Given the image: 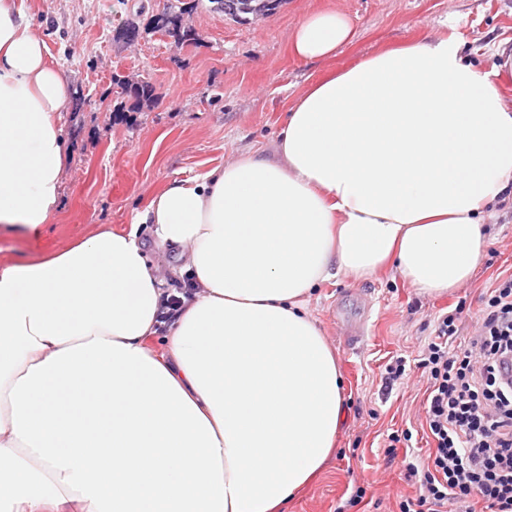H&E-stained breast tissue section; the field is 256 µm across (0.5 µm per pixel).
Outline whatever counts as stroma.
Here are the masks:
<instances>
[{"mask_svg":"<svg viewBox=\"0 0 512 512\" xmlns=\"http://www.w3.org/2000/svg\"><path fill=\"white\" fill-rule=\"evenodd\" d=\"M25 6L72 88L65 118L70 151L59 211L40 236L0 238L4 258L63 250L103 225L124 228L173 179L202 174L248 148L271 155L298 93L330 68L423 37L446 22L487 70L489 45L512 38V0H283L273 15L249 22L199 0L180 16L182 29L193 34L183 44L155 23L170 0H25ZM318 8L348 13L355 40L332 61L304 62L291 54L288 38ZM128 23L136 27L135 39L114 41L113 30ZM118 75L149 81L156 99L132 108L114 82ZM489 233L471 279L445 297L419 295L390 272L320 286L310 311L338 354L346 419L336 454L288 512H337L343 505L348 512H398L401 497L416 495L405 466L433 449L417 420L427 387L417 355L438 317L455 307H462V325L472 332L486 289L512 273V205L498 206ZM346 321L364 325L357 345L336 329ZM398 358L408 375L386 388V367ZM405 430L411 440L388 452L389 435ZM359 487L365 496L348 506Z\"/></svg>","mask_w":512,"mask_h":512,"instance_id":"stroma-1","label":"stroma"}]
</instances>
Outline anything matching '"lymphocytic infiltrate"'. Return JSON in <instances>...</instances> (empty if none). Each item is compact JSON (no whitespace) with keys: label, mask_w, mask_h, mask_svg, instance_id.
<instances>
[{"label":"lymphocytic infiltrate","mask_w":512,"mask_h":512,"mask_svg":"<svg viewBox=\"0 0 512 512\" xmlns=\"http://www.w3.org/2000/svg\"><path fill=\"white\" fill-rule=\"evenodd\" d=\"M459 312L443 314L419 366L428 375L424 402L434 448L422 464H407L416 496L399 512H512V274L488 289L479 326L457 344Z\"/></svg>","instance_id":"f902f5d3"}]
</instances>
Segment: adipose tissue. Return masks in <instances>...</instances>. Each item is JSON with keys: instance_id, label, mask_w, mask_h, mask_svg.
Instances as JSON below:
<instances>
[{"instance_id": "adipose-tissue-1", "label": "adipose tissue", "mask_w": 512, "mask_h": 512, "mask_svg": "<svg viewBox=\"0 0 512 512\" xmlns=\"http://www.w3.org/2000/svg\"><path fill=\"white\" fill-rule=\"evenodd\" d=\"M354 38L320 9L290 50L326 61ZM463 45L443 29L330 70L274 159L241 152L168 182L128 228L0 261V512H286L345 412L315 289L391 270L446 294L512 200V38L488 71ZM69 99L24 0H0V228L36 236L59 209ZM152 246L192 282L164 331Z\"/></svg>"}]
</instances>
